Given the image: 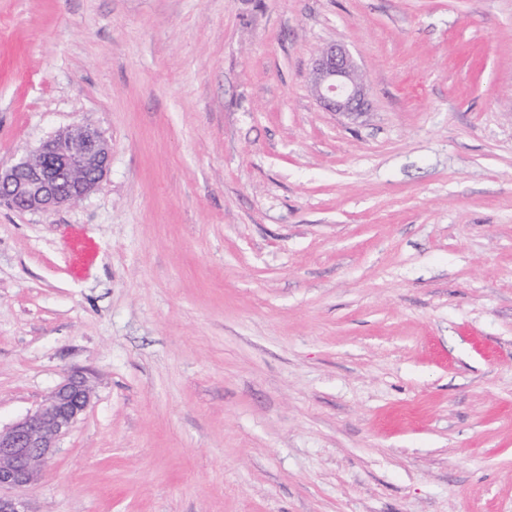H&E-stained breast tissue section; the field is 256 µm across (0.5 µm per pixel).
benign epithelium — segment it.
<instances>
[{
    "label": "benign epithelium",
    "instance_id": "7a95c632",
    "mask_svg": "<svg viewBox=\"0 0 512 512\" xmlns=\"http://www.w3.org/2000/svg\"><path fill=\"white\" fill-rule=\"evenodd\" d=\"M313 94L322 108L350 117L368 106L369 84L349 51L333 43L321 48L310 72ZM111 148L93 126L79 124L42 142L32 155L0 164V200L22 211L47 213L93 192L106 176ZM92 389L75 372L32 414L0 430V512H30L11 495L35 486L57 442L87 409Z\"/></svg>",
    "mask_w": 512,
    "mask_h": 512
}]
</instances>
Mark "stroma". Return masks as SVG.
Segmentation results:
<instances>
[{"mask_svg": "<svg viewBox=\"0 0 512 512\" xmlns=\"http://www.w3.org/2000/svg\"><path fill=\"white\" fill-rule=\"evenodd\" d=\"M78 123L0 202V428L94 385L30 512H512V0H0V163ZM310 82L315 98L325 110L355 117L368 106L367 78L342 44L333 43L319 50ZM111 148L93 126L79 124L42 142L32 155L0 164V200L47 213L93 192L106 176Z\"/></svg>", "mask_w": 512, "mask_h": 512, "instance_id": "1", "label": "stroma"}]
</instances>
